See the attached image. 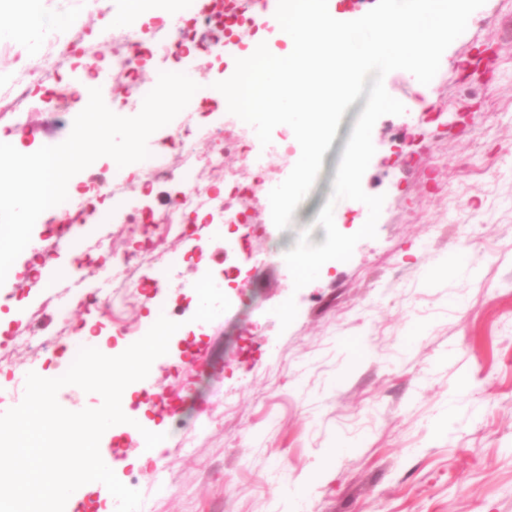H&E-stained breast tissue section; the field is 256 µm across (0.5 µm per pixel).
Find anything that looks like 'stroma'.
I'll return each mask as SVG.
<instances>
[{
	"label": "stroma",
	"mask_w": 512,
	"mask_h": 512,
	"mask_svg": "<svg viewBox=\"0 0 512 512\" xmlns=\"http://www.w3.org/2000/svg\"><path fill=\"white\" fill-rule=\"evenodd\" d=\"M472 17L429 84L401 70L385 77L408 109L373 127L362 187L384 203L376 238L359 241L349 261L326 262L297 289L267 252L293 248L308 226L313 243L324 241L314 221L362 97L283 231L254 204L288 175L278 156L264 158L254 196L240 201L251 215L246 251L230 249L216 224L160 231L145 252L136 236L97 223L79 248L54 256L64 266L88 252L93 262L40 289L30 279L38 256L20 254L0 285V299L19 306L0 331V387L24 390L30 372L63 375L85 322L114 332L110 315L78 302L106 279L107 252L132 257L116 280L147 264L169 274L159 305L185 321L195 282L238 262L248 274L230 308L203 337L170 343L143 381L165 440L148 469L114 468L142 493L140 512H512V0H486ZM483 47L493 75L469 96L463 71ZM189 76L198 107L173 124L192 131L202 155L224 97L216 73ZM28 124L25 135L0 123L18 151L65 139L54 113L33 110ZM107 238L111 249L100 248ZM290 298L298 313L284 329L272 310ZM32 323L46 347L29 344Z\"/></svg>",
	"instance_id": "35a3bbf8"
}]
</instances>
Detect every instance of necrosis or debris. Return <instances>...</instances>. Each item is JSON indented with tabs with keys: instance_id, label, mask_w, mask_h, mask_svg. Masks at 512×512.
I'll use <instances>...</instances> for the list:
<instances>
[{
	"instance_id": "1",
	"label": "necrosis or debris",
	"mask_w": 512,
	"mask_h": 512,
	"mask_svg": "<svg viewBox=\"0 0 512 512\" xmlns=\"http://www.w3.org/2000/svg\"><path fill=\"white\" fill-rule=\"evenodd\" d=\"M65 15L52 36L43 44L45 63L30 71L23 65V51L17 45L0 43V120H8L18 131H26L25 114L36 106L53 112H77L79 103L88 98L90 88L100 82L126 81L144 67H156L159 57L168 62L197 56L201 69H209L212 58L223 55L225 47H237L234 35L247 30L258 33L267 24L260 14L238 13L233 0H57ZM131 4L136 23L117 27L112 16L120 5ZM181 11L185 23L171 38L159 39L158 33L167 11ZM98 17L97 27L83 23L86 16ZM116 45L110 58H102L100 41ZM250 131L235 120H227L212 129L207 138L211 148L198 156L186 148V132L176 130L161 141L162 147H181L179 168L154 160L135 163L133 169L143 181L144 193L133 200L123 195L119 185L107 178V167L93 166L72 178L73 183L109 196H120L119 208L112 213L113 222L135 226L142 238H150L157 226H176L203 219L207 224L240 227L249 218L238 206L241 195L252 190L258 177L251 155ZM234 154L238 164L226 167L224 157ZM208 187H201V180ZM181 182L188 189L171 195L164 207H156L150 190L159 184ZM156 279L142 275L137 284L120 282L109 290L92 289L82 293L86 307L109 309L121 313L137 297L152 298Z\"/></svg>"
}]
</instances>
